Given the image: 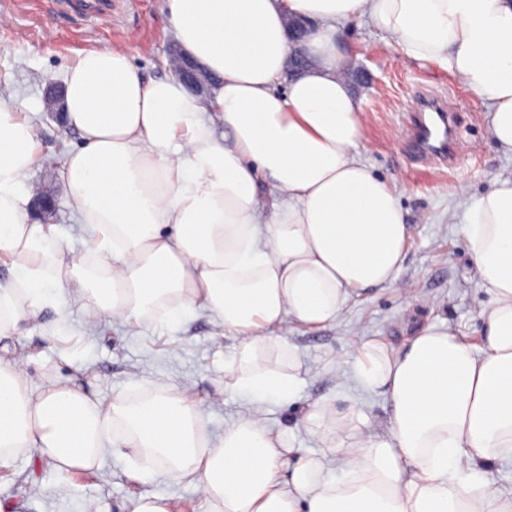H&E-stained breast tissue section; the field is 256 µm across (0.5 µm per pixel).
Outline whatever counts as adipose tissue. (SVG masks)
Masks as SVG:
<instances>
[{"label": "adipose tissue", "instance_id": "obj_1", "mask_svg": "<svg viewBox=\"0 0 512 512\" xmlns=\"http://www.w3.org/2000/svg\"><path fill=\"white\" fill-rule=\"evenodd\" d=\"M184 52L217 79L208 96L148 79L128 51L81 55L65 75L82 144L63 185L85 253L30 221L23 180L41 163L34 127L0 100V337L42 308L87 324L167 326L203 310L240 342L225 371L246 410L212 437L185 393L92 397L66 378L29 389L31 356L0 357V468L17 454L58 471L126 449L139 477L187 483L206 512H512L485 476L512 462V176L457 192L476 285L489 296L481 352L425 326L400 351L358 348L352 381L388 403L383 431L329 401L298 426L336 460L290 446L262 403L294 402L309 368L289 322L336 321L352 292L398 287L410 227L399 187L361 158V104L346 77V23L370 19L406 56L448 68L512 153V0H166ZM309 21L310 65L288 74L286 20Z\"/></svg>", "mask_w": 512, "mask_h": 512}]
</instances>
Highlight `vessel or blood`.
Here are the masks:
<instances>
[{
  "label": "vessel or blood",
  "mask_w": 512,
  "mask_h": 512,
  "mask_svg": "<svg viewBox=\"0 0 512 512\" xmlns=\"http://www.w3.org/2000/svg\"><path fill=\"white\" fill-rule=\"evenodd\" d=\"M407 146L413 159L442 160L451 152L455 128L451 114L442 102L421 100L407 118Z\"/></svg>",
  "instance_id": "obj_1"
}]
</instances>
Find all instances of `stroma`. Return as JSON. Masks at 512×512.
Returning a JSON list of instances; mask_svg holds the SVG:
<instances>
[{"mask_svg":"<svg viewBox=\"0 0 512 512\" xmlns=\"http://www.w3.org/2000/svg\"><path fill=\"white\" fill-rule=\"evenodd\" d=\"M351 65L363 74L355 89L366 119L362 159L375 175L398 181L401 206L412 234L399 273L405 293L371 287L353 294L343 315L320 328L293 324L288 341L305 365L307 376L292 405L270 402L264 418L280 427H294L300 412L320 400H333L354 416L380 429L387 409L381 395L357 390L350 379L358 346L367 340L404 348L415 328L432 324L481 348V313L488 296L475 286L463 225L444 217L455 191L483 193L499 174L512 175V155L492 138L486 104L448 69L406 59L401 49L366 18L348 23L344 31ZM175 42L163 0H112L108 14L79 18L58 0H0V100L32 119L47 165L35 166L30 182L59 192L53 223L72 234V211L63 197L61 159L79 144L75 131L63 128L45 110L49 85L64 81L79 53L126 48L145 76L170 75L168 50ZM446 96L456 116L462 151L447 165L426 166L406 152V114L423 91ZM5 346L33 355L30 388L38 392L48 378L73 376L91 392L108 399L153 382L187 393L209 419L212 435L243 409L240 398L225 389L237 340L223 334L204 313L167 328L144 324L125 327L102 319L87 327L83 313L71 309L66 320L45 310L22 334L6 338ZM339 373H332V366ZM173 499L177 512H205L192 486L146 482L130 475L123 461L106 456L101 465L68 474L30 464L18 455L8 471L0 470V500L14 512H83L96 501L102 512H131L144 493Z\"/></svg>","mask_w":512,"mask_h":512,"instance_id":"1","label":"stroma"}]
</instances>
